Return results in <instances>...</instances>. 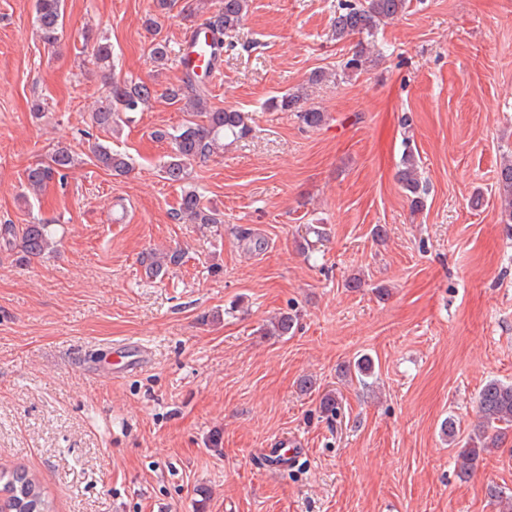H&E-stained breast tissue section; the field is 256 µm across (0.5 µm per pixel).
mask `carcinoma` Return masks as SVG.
<instances>
[{"instance_id": "1", "label": "carcinoma", "mask_w": 512, "mask_h": 512, "mask_svg": "<svg viewBox=\"0 0 512 512\" xmlns=\"http://www.w3.org/2000/svg\"><path fill=\"white\" fill-rule=\"evenodd\" d=\"M409 0H339L331 20L336 41L355 40L352 55L343 64L341 72L353 76L366 65L376 63L380 51L376 49L374 37L379 29L396 20L409 8ZM249 6V0H222V7L216 14L204 17L203 11L193 7L183 12V20L195 26L199 19L209 29L212 37L214 56L224 52L225 39L242 25ZM63 0H35V23L41 41L47 46H55L63 29ZM151 34L148 48L149 59L160 74L172 60V49L162 35V26L155 17L145 21ZM93 40V63L105 79L106 93L92 113L91 125L105 132L120 131L122 124L129 121V113L142 112L154 98V84L139 78L117 79L112 76V45L104 33L89 36ZM162 96L172 105L180 107L190 119L170 129H158L154 138L167 140L172 152L161 165L164 179L171 183L184 184L178 207L172 218L179 223L221 224L223 217L219 211L204 204L198 192L187 186L190 179L191 163L203 161L220 147L224 133L244 137L250 131L248 116L236 109H212L208 105V90L205 84L197 81L189 72L175 83L168 84ZM307 97L301 90L286 91L274 97L269 109L279 112H294L308 128L317 129L326 123L325 113L316 108L305 107ZM92 158L97 166L114 176H127L133 170L130 158L112 150L108 145L97 143ZM81 163V157L71 147L59 143L49 153L47 159L39 160L26 169L28 191L39 194L55 181L65 178L67 171ZM410 200L412 210L424 207V181L421 177L418 158L412 150H407L395 173ZM498 192L503 203V223L512 228V161L500 166L498 172ZM54 244V232L49 224H27L16 232L11 224L0 226V248L19 249L28 257H40ZM184 252L178 248L167 252L149 251L142 257L149 275L155 278L168 274L183 263ZM294 327V318L282 313L271 322L267 333L286 336ZM481 419L477 434L465 442L456 455L455 466L459 477L465 479L477 468L483 455L498 447L500 432L512 427V383L492 379L480 389L477 403ZM0 488L6 490L3 512H52L40 480L24 470L0 474Z\"/></svg>"}]
</instances>
